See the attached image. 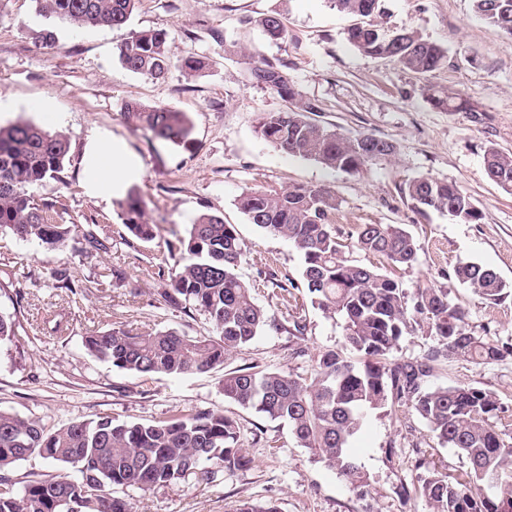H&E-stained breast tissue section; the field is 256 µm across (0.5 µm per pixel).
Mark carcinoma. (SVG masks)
Segmentation results:
<instances>
[{"label": "carcinoma", "mask_w": 512, "mask_h": 512, "mask_svg": "<svg viewBox=\"0 0 512 512\" xmlns=\"http://www.w3.org/2000/svg\"><path fill=\"white\" fill-rule=\"evenodd\" d=\"M39 12L77 26L120 27L141 0H37ZM382 0H331L333 6L359 18L348 41L359 52L392 58L420 74L438 69L445 50L414 30H385L376 18ZM475 12L512 38V0H473ZM268 38L283 40L286 28L277 12L258 19ZM39 46L52 49L50 27L32 32ZM122 66L152 79L165 77L177 65L196 75L210 67L206 57L188 53L176 59L161 30L134 31L119 47ZM253 83L286 102V108L262 113L257 133L276 149L312 159L325 167L354 172L387 159L396 146L372 134L345 137L312 120L321 111L288 77L280 59L261 58L250 69ZM450 111H473L468 101L448 93L437 99ZM124 113L155 138L171 143L187 140L189 116L169 105L129 100ZM70 139L32 122L0 126V232L35 238L56 247L75 223L61 224L59 200L37 199L30 188L58 177L69 153ZM488 177L512 191V155L494 147L485 151ZM405 195L423 210L446 212L467 223L480 213L461 188L431 177L409 181ZM238 208L265 232L290 241L302 258L304 287L319 307L344 323L343 347L309 356L310 371H266L255 366L224 373V400L251 408L270 420L288 423L299 446L324 464L360 496L369 493V477L350 449L365 413L387 409L405 419L426 423L441 446L455 449L467 466L455 472L433 469L428 476L401 486L404 504L423 498L431 512H512V433L497 426L498 395L466 383H430L443 360L463 358L477 364L512 359V338L481 336L466 329L469 311L430 286L413 295L396 278L373 265L345 255L336 237V195L327 188L292 185L255 189L240 196ZM124 226L138 240L149 242L157 225L142 220V200L135 190L126 199ZM356 246L391 267L410 266L419 246L404 228L392 224H360ZM179 257L172 272L168 302L194 306L206 313L213 335L190 338L174 330L131 335L120 329L82 337L85 350L99 361L149 377L206 372L224 365L248 346L267 325L251 288L237 274L246 249L231 224L209 212L197 216L177 238ZM458 281L487 306L512 295L491 267L467 263L455 268ZM425 322L433 344L419 357L397 355L401 340ZM38 456L56 466L68 464L77 474L33 477L22 486L6 476L18 463ZM209 462L206 479L224 471L251 468L252 459L239 444L236 421L223 411L173 415L151 423L119 422L110 416L74 421L53 432L38 422L0 411V512H133L132 503L113 494L116 487L144 492L172 486Z\"/></svg>", "instance_id": "1"}]
</instances>
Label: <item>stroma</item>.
<instances>
[{"label": "stroma", "mask_w": 512, "mask_h": 512, "mask_svg": "<svg viewBox=\"0 0 512 512\" xmlns=\"http://www.w3.org/2000/svg\"><path fill=\"white\" fill-rule=\"evenodd\" d=\"M280 13L287 40L273 41L257 26ZM354 16L328 0H141L120 27H78L39 15L36 0H0V124L19 119L67 134L70 151L58 178L33 187L38 198L56 197L75 223L107 239L105 252L88 253L70 236L49 248L11 233L0 235V312L16 320V334L0 343V409L56 429L76 420L109 415L147 423L173 414L224 410L238 424L239 443L250 469L215 481L202 474L143 492L127 489L136 512H236L244 501L277 504L279 512H405L402 483L427 476L431 466L454 471L466 461L438 446L428 426L383 410L367 413L352 447L370 477V492L358 496L324 464L311 462L288 425L225 401V371L250 365L306 371L308 353L340 349L343 326L312 304L302 289V259L284 238L250 224L239 210L241 194L293 184L326 186L339 206L336 233L349 259L372 264L354 245L361 224L405 228L420 246L412 266L393 269L406 289L428 283L470 311L472 331L512 337V297L487 306L454 275L474 262L495 269L512 284V193L485 172L488 147L512 154V42L478 16L472 0H384L380 22L388 30L409 28L446 51L436 71L415 74L397 62L357 51L347 39ZM54 29L53 49L38 47L32 30ZM165 31L173 56H206L211 67L197 76L174 68L161 80L124 69L118 48L131 32ZM262 58L281 59L288 75L321 110L315 120L345 136L369 133L392 141L393 157L356 172L331 170L278 151L255 131L261 113L283 101L253 84L249 70ZM469 100V112H451L435 102L444 92ZM168 104L190 117L188 142L165 143L126 118L124 104ZM48 103L56 121L32 109ZM122 141L138 161L133 187L143 201V219L157 225L154 241L141 242L125 229L122 197L88 193L85 153L91 136ZM429 176L457 184L481 218L475 223L420 213L402 189ZM221 214L234 225L247 254L237 272L251 285L269 323L223 366L177 377L147 380L87 354L82 336L109 328L134 333L173 329L208 336L203 311L167 300L173 267L166 243L201 213ZM66 287H59V279ZM292 279L297 303L283 304L273 281ZM301 316L304 334L292 335ZM305 357L295 354L297 348ZM431 382H460L495 392L512 411V359L476 364H439ZM433 447V463L416 466L415 445Z\"/></svg>", "instance_id": "1"}]
</instances>
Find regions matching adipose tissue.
<instances>
[{
  "mask_svg": "<svg viewBox=\"0 0 512 512\" xmlns=\"http://www.w3.org/2000/svg\"><path fill=\"white\" fill-rule=\"evenodd\" d=\"M90 158L93 187L103 195L122 194L138 173L134 158L118 143L91 142Z\"/></svg>",
  "mask_w": 512,
  "mask_h": 512,
  "instance_id": "ef3b65f1",
  "label": "adipose tissue"
}]
</instances>
